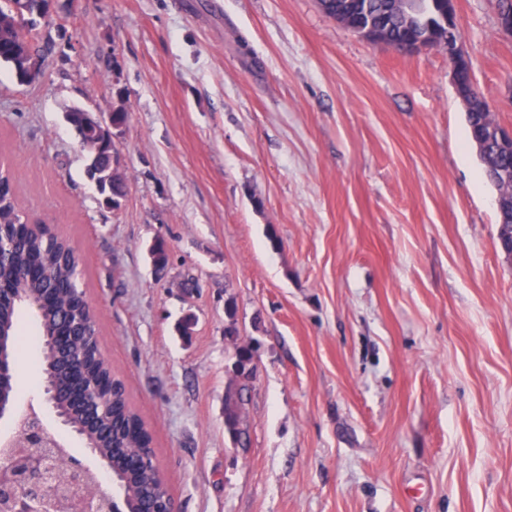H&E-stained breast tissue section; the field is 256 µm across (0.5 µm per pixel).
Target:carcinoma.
<instances>
[{
	"instance_id": "cac0c4a2",
	"label": "carcinoma",
	"mask_w": 512,
	"mask_h": 512,
	"mask_svg": "<svg viewBox=\"0 0 512 512\" xmlns=\"http://www.w3.org/2000/svg\"><path fill=\"white\" fill-rule=\"evenodd\" d=\"M18 0H0V65L11 70L22 85L23 64L37 54L41 40L40 20L48 15L42 9L47 0H29V13L17 14ZM357 25L382 24L388 30L386 46L400 49L409 40L406 19L399 0H355ZM418 34L433 47H442L445 30H429L435 9L432 0H410ZM468 136L479 147L478 157L486 180L500 198H512V150L491 139L495 125L491 110L466 113ZM117 154L115 147L103 146L87 152L85 173L99 187L104 204L120 206L126 187L108 180L106 170ZM25 211L19 205L14 176L0 171V280L7 282L8 298L0 305V353L14 358L25 343L18 335L19 310L37 298L42 301L38 314L39 334L30 343L41 351L43 382L57 393L59 409L66 416L68 429L83 436L85 446L112 460L120 490L137 512L167 502L170 491L155 461L152 435L139 413L131 406L123 381L102 358L93 310L81 305L78 283L80 256L70 241L51 233H34L25 227ZM72 339L56 355L50 342L59 328ZM240 406L228 397L225 406L226 431L232 438L240 434Z\"/></svg>"
}]
</instances>
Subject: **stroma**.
I'll return each mask as SVG.
<instances>
[{
	"instance_id": "1",
	"label": "stroma",
	"mask_w": 512,
	"mask_h": 512,
	"mask_svg": "<svg viewBox=\"0 0 512 512\" xmlns=\"http://www.w3.org/2000/svg\"><path fill=\"white\" fill-rule=\"evenodd\" d=\"M51 2L38 80L0 68V164L77 249L177 512H512V259L447 53L369 43L318 0ZM456 14L510 128L512 37L492 0ZM74 106L127 113L119 208ZM40 360L16 359L17 404L41 405ZM87 177L99 187V194L107 207L112 209L120 206V201L126 195V187L121 183L108 180L106 170L112 160V154L117 155L115 146H103L97 153L85 149Z\"/></svg>"
}]
</instances>
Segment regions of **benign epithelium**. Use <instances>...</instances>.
Listing matches in <instances>:
<instances>
[{"label": "benign epithelium", "instance_id": "obj_1", "mask_svg": "<svg viewBox=\"0 0 512 512\" xmlns=\"http://www.w3.org/2000/svg\"><path fill=\"white\" fill-rule=\"evenodd\" d=\"M122 127L116 114L93 110L84 114L80 137L83 145L90 136L102 134L115 141ZM15 434L0 441V501L6 497L24 499V512H124L126 502H118L108 491L112 465L102 460L101 468L92 472L80 459H68L66 474L58 469L60 438L48 432L43 413L33 408L14 409Z\"/></svg>", "mask_w": 512, "mask_h": 512}]
</instances>
